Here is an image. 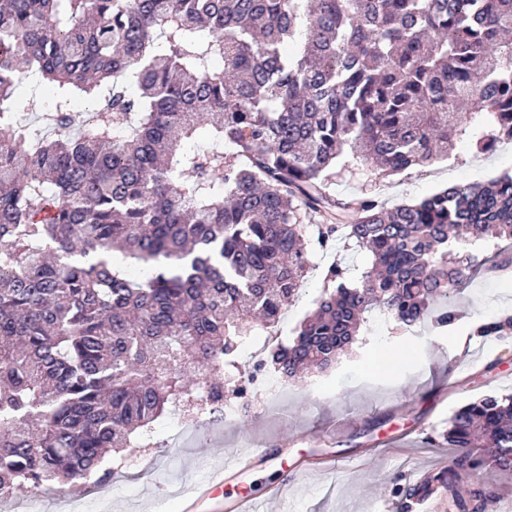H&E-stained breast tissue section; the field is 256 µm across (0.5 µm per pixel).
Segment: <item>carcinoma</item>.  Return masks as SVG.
Instances as JSON below:
<instances>
[{"label":"carcinoma","mask_w":512,"mask_h":512,"mask_svg":"<svg viewBox=\"0 0 512 512\" xmlns=\"http://www.w3.org/2000/svg\"><path fill=\"white\" fill-rule=\"evenodd\" d=\"M30 78L53 88L49 134L17 119ZM469 132L480 154L512 139V0H0V500L105 482L107 454L156 447L168 404L242 395L239 349L303 289L310 242L372 262L327 268L263 352L282 377L331 367L374 311L453 322L488 262L458 244L512 241V175L390 209L327 180L344 155L431 165ZM446 439L444 470L394 488L403 508L512 470V396L466 405ZM495 497L471 491L477 512ZM312 269L308 274L306 284L295 301L285 311L281 322L278 324V336H292L295 326L310 312L316 305L322 288L323 271L331 264L342 262L345 266L364 268L371 262V256L366 251H361L351 243L336 242V244L325 251L314 250L311 256Z\"/></svg>","instance_id":"carcinoma-1"}]
</instances>
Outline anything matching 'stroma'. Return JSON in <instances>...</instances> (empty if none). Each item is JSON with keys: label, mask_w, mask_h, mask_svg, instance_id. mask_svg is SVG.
Listing matches in <instances>:
<instances>
[{"label": "stroma", "mask_w": 512, "mask_h": 512, "mask_svg": "<svg viewBox=\"0 0 512 512\" xmlns=\"http://www.w3.org/2000/svg\"><path fill=\"white\" fill-rule=\"evenodd\" d=\"M512 172V142L490 155L458 141L448 158L385 176L352 159L341 160L331 193L348 201L364 196L385 207L421 199L451 185L488 181ZM304 288L285 311L278 333L291 335L315 308L324 270L331 264L364 268L366 251L345 242L313 251ZM458 318L446 328L424 323L400 328L391 319H367L353 348L331 369L283 384L281 395L255 419L249 434L267 450L239 482L264 494L283 479V464H297L282 512H400L390 489L420 481L448 464L443 435L452 415L487 395L512 394V337L472 334L474 324L512 313V280L478 274L454 302ZM157 448L148 469L136 457L113 473L102 491L108 512H184L174 481H203L200 457L223 461L241 432L237 422L177 432L168 417L155 423Z\"/></svg>", "instance_id": "1"}]
</instances>
